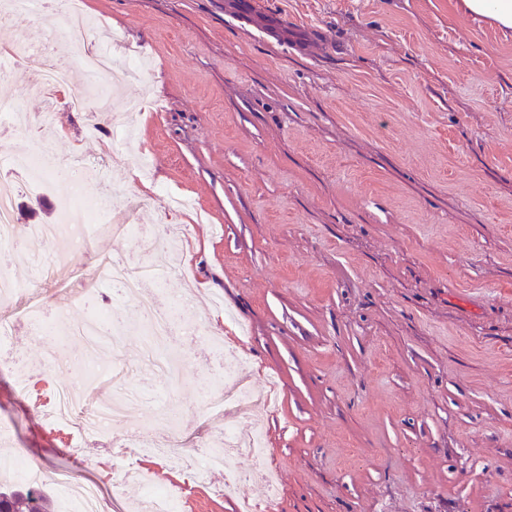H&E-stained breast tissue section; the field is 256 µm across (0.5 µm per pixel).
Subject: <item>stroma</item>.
<instances>
[{
    "label": "stroma",
    "mask_w": 512,
    "mask_h": 512,
    "mask_svg": "<svg viewBox=\"0 0 512 512\" xmlns=\"http://www.w3.org/2000/svg\"><path fill=\"white\" fill-rule=\"evenodd\" d=\"M90 21L64 59L118 31L117 59H147L119 90L140 112L88 115L37 89L20 60L0 69V100L31 130L0 124V150L53 130L56 158L111 155L89 194L148 199L118 208L129 223L179 224L168 298L192 296L177 343L182 382L142 361L132 306L115 302L131 407L119 436L189 448L260 428L274 466V512H512V31L463 13L460 0H80ZM56 13L0 15V42L40 43ZM62 181L17 177L16 222L59 224ZM148 242L111 224L49 275L9 269L31 293L0 302L17 328L0 346V459L16 448L71 471L129 512L146 487L188 480L140 462L139 482L112 468L105 440L71 459L51 429L41 371L52 346L29 332L30 307L81 324L102 299L85 291L101 257L143 255ZM240 355L231 385L210 351ZM182 408L171 433L163 398ZM210 474L178 512L261 504L259 466Z\"/></svg>",
    "instance_id": "stroma-1"
}]
</instances>
